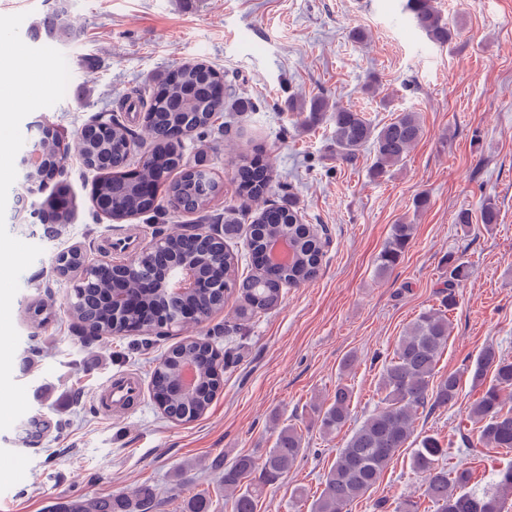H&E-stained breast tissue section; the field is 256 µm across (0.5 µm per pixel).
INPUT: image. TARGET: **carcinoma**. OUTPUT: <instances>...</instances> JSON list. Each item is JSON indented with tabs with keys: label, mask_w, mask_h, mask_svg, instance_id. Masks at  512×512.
<instances>
[{
	"label": "carcinoma",
	"mask_w": 512,
	"mask_h": 512,
	"mask_svg": "<svg viewBox=\"0 0 512 512\" xmlns=\"http://www.w3.org/2000/svg\"><path fill=\"white\" fill-rule=\"evenodd\" d=\"M405 9L416 26L437 45L445 46L453 39L454 30L434 6V0H407ZM33 30L59 42L73 36L63 6L44 16ZM219 77V72L203 62L187 63L150 89L148 96H139L138 105L147 112L151 144L137 158L127 148L132 134L117 118L112 119L106 137H91L81 142L80 153L84 154L83 162L88 168L101 170L103 162L109 167L95 185L96 196L112 202L116 210L133 216L159 211L164 200L181 213L204 211L223 191V186L208 172L183 164L184 140L212 127L218 114L224 111V103L210 94L213 81ZM288 111L308 112L314 122L328 121L336 154L346 161H353L362 150L370 149L374 178L402 164L422 134L421 121L415 112H401L378 128L362 112L320 97L301 103L290 99ZM133 162L137 163V176L131 178L122 174ZM175 170L178 176L168 180L165 199L152 198L141 191L142 184H158ZM272 176V167L264 163L246 161L239 165L236 174L239 198L249 203L264 197ZM298 217V209L291 202L256 212L246 233V246L253 260L246 273L239 271L238 257L227 245L240 227L231 209L224 215L222 239L182 233L170 237V252L210 273L211 288L184 295L168 291L143 294L142 278L156 269L155 258L148 254L133 272L117 264L111 272L85 281L82 288L70 295L67 305L86 328L116 334L134 328L148 335L152 325L147 320V312L157 306L177 309L183 304H192L207 320L223 310L228 296L235 293L238 304L232 329L241 330L255 317L274 309L283 289L298 287L317 276L327 240L317 225L303 224ZM414 230L413 224L391 226L376 257L378 273L383 274L399 263ZM279 239L288 240L292 249L290 263L280 267L254 264L269 244ZM221 253L224 266L212 267L214 258ZM113 280L123 282L126 294L140 297V310H124L118 314L111 311L107 299ZM454 305L455 297L450 293L442 300V308L420 312L401 336L392 356L383 363L379 376L377 391L383 394L382 406L365 418L345 447L339 450L310 512H347V506L376 485L395 454L405 447L418 412L455 404L459 394L458 376L450 373L434 380L435 368L450 333L446 311ZM218 353L220 349L209 337L187 339L175 345L153 369L151 391L163 399L168 418L192 422L208 411L221 385L220 376L216 375ZM187 362L195 364L199 371L198 387L190 395L181 389V367ZM489 371L492 377L487 382L485 377ZM471 375L474 383L482 387L470 408L477 442L485 448L511 451L512 405L505 401L503 392L512 391V359L487 347L479 354ZM351 397L349 386L339 383L331 402L325 407H315L322 433L331 435L345 427L351 419ZM447 453L448 449L439 438L427 435L410 457L411 468L423 478L424 496L436 512H504L505 497L512 496V468L499 471L493 487L476 492L469 488L474 480L473 470H449L439 465V460ZM302 454V431L287 425L279 429L273 447L261 460L243 455L224 466L221 475L224 490L235 493L233 512H257L265 485L288 473Z\"/></svg>",
	"instance_id": "carcinoma-1"
}]
</instances>
